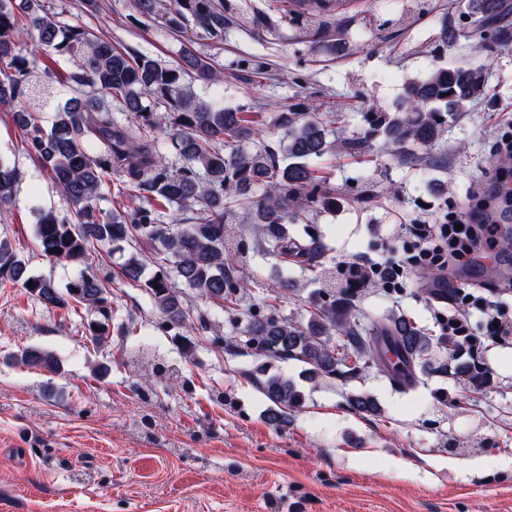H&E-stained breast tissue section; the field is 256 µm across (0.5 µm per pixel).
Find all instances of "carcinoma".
Masks as SVG:
<instances>
[{"label": "carcinoma", "instance_id": "obj_1", "mask_svg": "<svg viewBox=\"0 0 512 512\" xmlns=\"http://www.w3.org/2000/svg\"><path fill=\"white\" fill-rule=\"evenodd\" d=\"M280 2L289 24L315 28L326 24L325 17L342 0ZM469 2L477 16L473 39L484 40L488 31L498 43L512 39V30L500 25L502 0ZM134 6L146 25L180 28L190 20L207 39L224 38L225 14L243 8L239 0H134ZM0 27V106L16 108L28 151L73 207L71 218L53 210L41 212L35 237L45 257L83 263L98 246L121 252L122 243L139 238V251L124 257L121 274L145 288L165 329L186 321L181 284L231 312L228 322L233 327L244 323L245 345L254 355L299 360L308 365L311 378L353 379L376 368L394 385L411 387L420 369L449 375L474 389L489 383L487 370L464 358L454 337L429 336L404 314L391 312L371 329L363 328L353 289L336 287V271L326 266L322 236L297 239L288 231L306 213L336 206V189L317 175L313 159L334 149L362 151L369 139L381 135L402 151V160L415 161L407 146H434L448 116L461 115L485 96L488 65L438 66L424 79L409 82L394 114H370L363 140L333 145L326 125L294 112L279 144L248 152L238 143L255 134L252 112L226 108L219 99L199 101L180 85L188 72L219 83L221 75L209 58L186 50L176 66H163L144 54L122 52L80 25L63 30L54 17L36 8L18 15L11 0H0ZM26 39L77 56L79 73L70 79L89 88L56 112L48 130L38 119L37 107L52 106L57 91L39 80L34 64L20 54L19 45ZM114 103L126 114V122L113 115ZM171 145L179 155L177 163L168 159ZM114 174L126 186L129 209L123 213H106L99 205ZM19 179V171L0 160V208L12 202ZM228 199L246 205L252 237L226 240ZM165 204L192 212L189 223H164L160 207ZM147 252L157 265L148 277L142 259ZM251 252L285 267L291 260L319 270L324 288L306 321L257 307L242 320L232 313L247 288L243 266ZM0 281L21 284L47 308L70 304V290L79 288L84 307L97 321V329L88 330L84 339L97 347L112 336V292L106 277L90 265L62 291L52 280L31 274L11 242L0 239ZM214 318V312L199 310L192 324L205 336ZM333 336L341 337L335 347ZM11 360L51 374L60 370L56 355L40 346H28ZM261 390L269 401L268 420L279 429L287 427L290 411L302 404V392L280 374L266 376ZM347 403L360 414L379 413L377 401L365 392H350Z\"/></svg>", "mask_w": 512, "mask_h": 512}]
</instances>
